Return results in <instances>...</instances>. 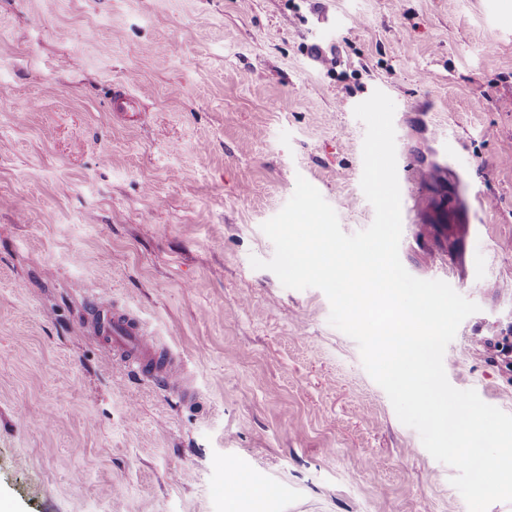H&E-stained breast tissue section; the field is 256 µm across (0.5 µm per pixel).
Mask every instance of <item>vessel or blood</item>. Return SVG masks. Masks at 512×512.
Instances as JSON below:
<instances>
[{"label": "vessel or blood", "mask_w": 512, "mask_h": 512, "mask_svg": "<svg viewBox=\"0 0 512 512\" xmlns=\"http://www.w3.org/2000/svg\"><path fill=\"white\" fill-rule=\"evenodd\" d=\"M440 173L434 168H417L400 179L403 203L416 201L421 188L438 180ZM95 333L100 336L105 356L124 364L133 372L166 389L178 392L183 399L194 396L168 349L158 345L144 323L134 314L120 308L96 305L91 318Z\"/></svg>", "instance_id": "b4317fda"}]
</instances>
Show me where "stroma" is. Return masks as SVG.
Wrapping results in <instances>:
<instances>
[{
  "label": "stroma",
  "mask_w": 512,
  "mask_h": 512,
  "mask_svg": "<svg viewBox=\"0 0 512 512\" xmlns=\"http://www.w3.org/2000/svg\"><path fill=\"white\" fill-rule=\"evenodd\" d=\"M334 55L335 72L322 58ZM131 99L112 109L116 91ZM438 167L399 256L479 310L450 384L512 414V0H0V498L14 512H468L261 226L315 186L345 233L374 91ZM182 361L196 403L111 364L89 302ZM241 490L224 494V463ZM264 495L251 492L252 485Z\"/></svg>",
  "instance_id": "stroma-1"
}]
</instances>
